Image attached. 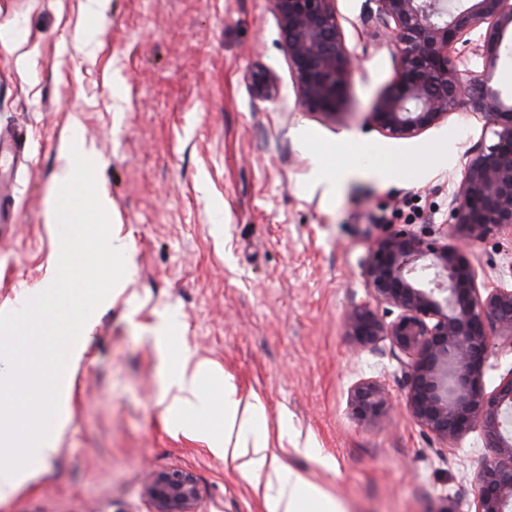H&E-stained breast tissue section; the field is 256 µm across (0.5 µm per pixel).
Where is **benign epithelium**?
Segmentation results:
<instances>
[{
    "label": "benign epithelium",
    "instance_id": "obj_1",
    "mask_svg": "<svg viewBox=\"0 0 512 512\" xmlns=\"http://www.w3.org/2000/svg\"><path fill=\"white\" fill-rule=\"evenodd\" d=\"M371 18L401 63L398 82L370 113L384 136L411 139L439 125L460 104L494 126L491 139L466 145L464 171L448 208L453 232L422 238L407 228L378 240L362 267L366 298L345 314V334L359 351L400 365L410 417L453 446L473 429L493 456L476 472L474 512H512V371L491 391L484 368L494 342L512 347V267L499 282H479L468 246L495 233L512 234V102L467 69L469 57L491 68L512 0H373ZM296 102L336 127L344 123L346 89L356 56L346 44L336 0H273ZM461 50H456V45ZM255 99L278 94L275 76L251 74ZM352 416L371 424L393 399L376 379L349 390ZM153 512H198L202 488L186 469H151L143 479Z\"/></svg>",
    "mask_w": 512,
    "mask_h": 512
}]
</instances>
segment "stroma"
Masks as SVG:
<instances>
[{"instance_id": "35a3bbf8", "label": "stroma", "mask_w": 512, "mask_h": 512, "mask_svg": "<svg viewBox=\"0 0 512 512\" xmlns=\"http://www.w3.org/2000/svg\"><path fill=\"white\" fill-rule=\"evenodd\" d=\"M369 0H336L360 69L342 128L296 104L272 0H0V130L19 157L0 194V312L37 295L58 236L45 219L64 139L96 152L97 191L112 233L128 245L123 288L92 314L69 415L51 435L46 469L0 512H152L146 469H188L199 512H269L264 483L210 448L225 390L260 408L270 455L344 512H439L473 500L489 451L479 431L447 449L405 410L390 355L354 351L346 310L364 297L361 266L376 240L410 225L421 235L452 219L448 196L464 146L483 120L456 108L412 139L381 135L369 114L397 81L399 59L374 34ZM259 66L279 83L255 100ZM395 168L380 180L368 163ZM355 168L343 187L322 176ZM479 277L512 264V237L475 243ZM208 361L205 418L169 412L165 377L182 352ZM374 378L395 398L358 423L353 383Z\"/></svg>"}]
</instances>
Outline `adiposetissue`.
<instances>
[{
    "instance_id": "obj_1",
    "label": "adipose tissue",
    "mask_w": 512,
    "mask_h": 512,
    "mask_svg": "<svg viewBox=\"0 0 512 512\" xmlns=\"http://www.w3.org/2000/svg\"><path fill=\"white\" fill-rule=\"evenodd\" d=\"M208 370L207 362H192L190 355L185 354L167 376V387L176 390L178 402L186 411L199 416L210 411V403L202 394L203 377ZM256 417V408L241 407L232 392H225L224 429L220 435L211 437L210 442L230 456L243 475L251 477L268 472L270 512H342L333 499L304 483L292 469L269 456L266 439L254 433Z\"/></svg>"
}]
</instances>
